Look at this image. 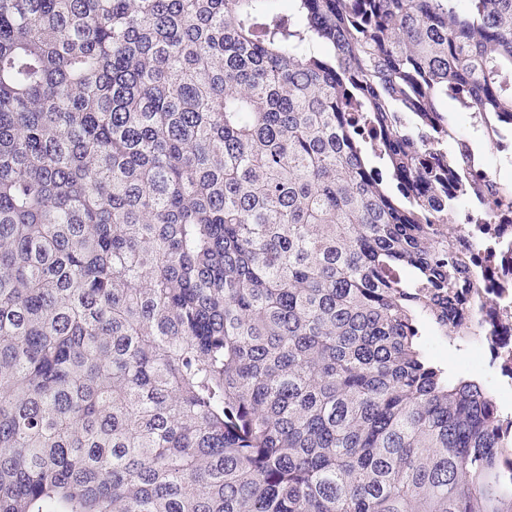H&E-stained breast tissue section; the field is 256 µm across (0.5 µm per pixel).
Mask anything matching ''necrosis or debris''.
<instances>
[{
  "instance_id": "4bbe7bcc",
  "label": "necrosis or debris",
  "mask_w": 512,
  "mask_h": 512,
  "mask_svg": "<svg viewBox=\"0 0 512 512\" xmlns=\"http://www.w3.org/2000/svg\"><path fill=\"white\" fill-rule=\"evenodd\" d=\"M472 206L459 207L456 222L470 248L469 267L477 290L465 293L463 307L481 336L480 357L499 386L512 392V212L484 222L471 219Z\"/></svg>"
}]
</instances>
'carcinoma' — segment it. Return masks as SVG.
Masks as SVG:
<instances>
[{
  "label": "carcinoma",
  "instance_id": "cac0c4a2",
  "mask_svg": "<svg viewBox=\"0 0 512 512\" xmlns=\"http://www.w3.org/2000/svg\"><path fill=\"white\" fill-rule=\"evenodd\" d=\"M504 128L512 0H0V512H512ZM496 150H497V159L495 161L490 160L486 157V154H490L493 151L492 147H486L485 152L483 153V159H484V165L487 168V170L479 169L476 172H471V174L476 175L478 173H483L484 175H488V173H492L494 169L500 168V159L501 157L506 154L509 150L510 153L512 152V132L509 131H503L501 133V136L498 138L497 144H496ZM456 227L469 243V267L477 288L463 289V307L481 331L480 357L494 371L498 385L512 394V212L484 222H472V205L458 206ZM473 290H477L476 297ZM431 352L452 368L485 378L492 387L491 370L477 366L471 346L449 345L442 336H428Z\"/></svg>",
  "mask_w": 512,
  "mask_h": 512
}]
</instances>
